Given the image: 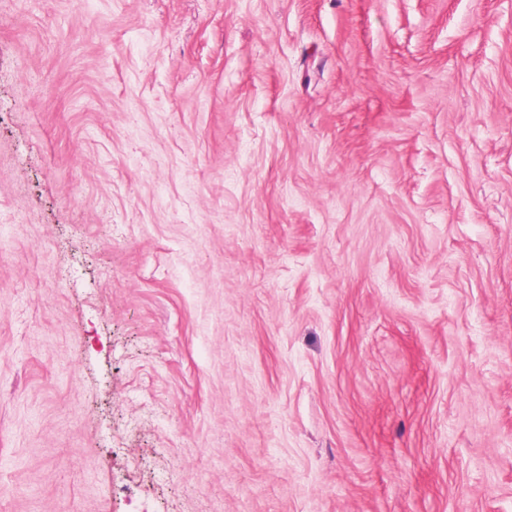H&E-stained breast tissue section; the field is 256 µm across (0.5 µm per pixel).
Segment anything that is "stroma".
I'll return each instance as SVG.
<instances>
[{"label":"stroma","mask_w":512,"mask_h":512,"mask_svg":"<svg viewBox=\"0 0 512 512\" xmlns=\"http://www.w3.org/2000/svg\"><path fill=\"white\" fill-rule=\"evenodd\" d=\"M0 512H512V0H0Z\"/></svg>","instance_id":"35a3bbf8"}]
</instances>
